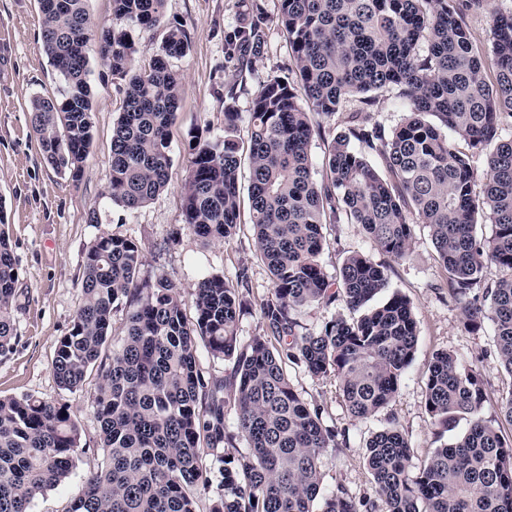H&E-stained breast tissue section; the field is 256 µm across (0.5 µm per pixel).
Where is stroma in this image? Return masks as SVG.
Here are the masks:
<instances>
[{
    "mask_svg": "<svg viewBox=\"0 0 512 512\" xmlns=\"http://www.w3.org/2000/svg\"><path fill=\"white\" fill-rule=\"evenodd\" d=\"M279 11L280 0H165L161 26L134 31L137 69L156 55L166 25L182 27L191 47L186 57L173 63L182 76L184 94L171 130L168 186L144 207L129 212L105 196L112 126L123 102L118 81L112 80L98 57H91L93 145L79 182L57 174L40 154L29 112L33 97L54 94L57 87L42 47L38 3L0 0V223L18 272L12 310L18 339L12 352L0 357V397L66 396L87 449L69 483L37 497L31 512H63L71 493L102 462L96 452L100 425L86 393L62 394L52 369L55 347L69 332L81 302L82 256L97 239L116 235L140 244L144 273L164 270L187 303L203 275L220 273L227 281L242 284L246 306L237 334L246 342L263 332L259 303L269 292L270 278L256 256L251 225L242 223L231 242L205 243L184 224L182 210L191 161L188 131L200 126L211 135H223L224 88L233 81L237 84L234 106L241 114L237 135L247 140L246 116L259 85L268 77L287 75L294 67L291 48L276 23ZM496 11H512V0H470L464 20L475 43L488 42ZM253 20L264 21L265 43L251 69L242 74L224 45V32ZM92 207L100 211L99 223L87 221ZM325 234L327 245L320 261L328 279H335L349 254L365 253L385 265L391 291L411 301L417 321L414 361L395 399L371 418L351 416L336 377L316 378L302 366L287 367L297 392L321 408L326 425L341 432L336 447L325 453L324 488L341 484L360 497L372 492L364 444L389 422H397L405 433L414 463L437 448L425 408L426 374L434 352L448 350L465 362H479L489 382L486 415L490 418L497 415V398L512 388V377L499 365L492 326L474 332L464 326L427 228L416 226L410 251L401 260L383 253L358 225L339 224L326 228Z\"/></svg>",
    "mask_w": 512,
    "mask_h": 512,
    "instance_id": "obj_1",
    "label": "stroma"
}]
</instances>
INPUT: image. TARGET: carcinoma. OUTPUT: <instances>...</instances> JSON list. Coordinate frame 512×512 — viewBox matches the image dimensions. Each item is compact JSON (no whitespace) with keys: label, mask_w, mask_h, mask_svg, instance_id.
Instances as JSON below:
<instances>
[{"label":"carcinoma","mask_w":512,"mask_h":512,"mask_svg":"<svg viewBox=\"0 0 512 512\" xmlns=\"http://www.w3.org/2000/svg\"><path fill=\"white\" fill-rule=\"evenodd\" d=\"M43 49L59 86L35 96L31 123L43 160L73 182L93 144L90 55L106 60L122 81V112L112 129L105 197L135 211L168 183L170 128L183 94L171 61L190 39L169 28L157 54L132 68V31L160 25L165 0H112V25L99 27L85 0H39ZM278 24L288 38L293 76L258 88L249 112L250 138L236 136L240 113L224 92V137L189 132L191 169L184 223L205 240L229 242L240 220V169L249 168L254 246L271 275L259 305L263 334L243 344L236 323L238 289L222 274L200 278L195 316L163 270L141 275L143 249L115 235L83 255L82 299L69 333L58 341L53 373L59 388L84 391L100 424L103 463L74 492L65 512H196L211 482L207 450L232 439L245 448L224 457V492L209 512H512V439L485 416L488 393L480 367L454 353L433 354L425 407L437 438L467 430L412 470L411 445L395 424L365 443L374 496L345 486L322 491L326 449L338 431L321 408L295 390L290 362L313 377L335 376L351 416L367 419L396 397L417 345L410 301L388 288L385 267L355 252L332 286L320 263L324 229L345 220L380 250L405 257L418 224L429 230L461 304L464 326L490 323L498 361L512 377V12L492 15L482 48L470 37L455 0H281ZM265 23L224 33L239 64L251 68L264 45ZM306 103H301L297 89ZM387 89L409 112L387 134L351 116L333 136L325 175L312 176L311 142L323 121L357 97ZM486 155L481 191L469 155ZM378 157L381 174L372 161ZM493 234H477L483 220ZM16 262L0 230V356L11 352ZM342 302L358 318H331L316 333L301 331L297 313ZM122 337L110 345L114 314ZM234 360L229 378L205 375L197 345ZM233 404L236 434L226 431ZM71 405L63 399L0 397V512H31L32 502L65 484L85 452Z\"/></svg>","instance_id":"1"}]
</instances>
